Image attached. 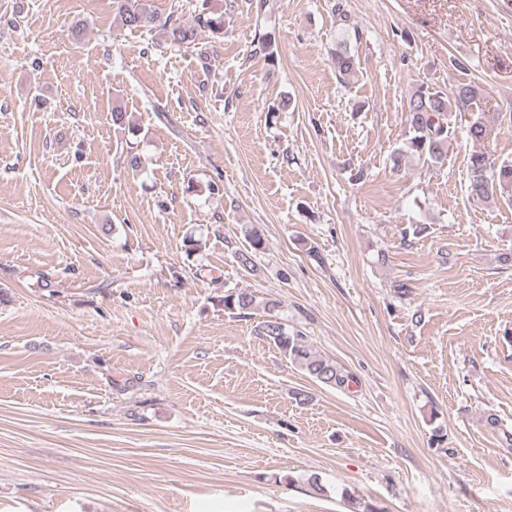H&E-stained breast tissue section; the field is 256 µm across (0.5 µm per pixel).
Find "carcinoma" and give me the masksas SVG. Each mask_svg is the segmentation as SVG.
Returning a JSON list of instances; mask_svg holds the SVG:
<instances>
[{
  "mask_svg": "<svg viewBox=\"0 0 512 512\" xmlns=\"http://www.w3.org/2000/svg\"><path fill=\"white\" fill-rule=\"evenodd\" d=\"M198 2L196 25L191 26L171 15L161 17L147 0H114L122 25L127 29L136 30L157 25L164 31L169 44L187 48L195 42L199 27L209 28L217 38L224 37L223 16H217L211 10V0ZM333 62L336 75L344 84L351 83L359 73L360 63L351 52L345 37L336 45ZM479 96L480 89L471 83H461L449 90L427 85L413 88L407 96L405 106L409 137L397 156L392 158L393 166L400 167L402 157L407 154L428 165L444 164L448 156L450 114L455 109L461 111L467 108ZM466 135L475 144L483 142L487 139V127L477 118L467 125ZM468 170V195L472 201L497 199L512 204V161L499 162L489 152L479 149L470 154ZM219 303L229 312L246 316L256 307L257 300L254 294L246 290H228L224 292ZM264 308L267 316L260 324V336L314 380L340 389L348 385L349 376L341 367L316 354L303 334L288 328L279 313V303L268 301Z\"/></svg>",
  "mask_w": 512,
  "mask_h": 512,
  "instance_id": "cac0c4a2",
  "label": "carcinoma"
}]
</instances>
